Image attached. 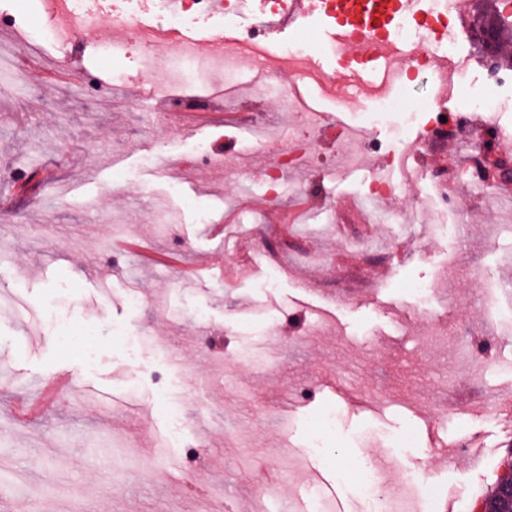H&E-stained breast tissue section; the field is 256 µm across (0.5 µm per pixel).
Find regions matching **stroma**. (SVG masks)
<instances>
[{"instance_id":"stroma-1","label":"stroma","mask_w":512,"mask_h":512,"mask_svg":"<svg viewBox=\"0 0 512 512\" xmlns=\"http://www.w3.org/2000/svg\"><path fill=\"white\" fill-rule=\"evenodd\" d=\"M95 0L101 24L70 43L46 39L37 0H0V512L17 501L36 512H207L222 499L225 512H293V495L323 476L358 506V464L393 455L384 471L391 489L428 478L439 497L484 499L494 486L512 439L493 402L512 388V334L491 338L490 318L512 315V213L491 212L489 196L502 179H483L497 158L477 125H495L512 139V87L496 88L489 58L494 44L478 19L496 16L502 0H469L458 47L469 73L467 90L430 96L427 70L406 81L421 117L409 131L419 162L389 164V126L374 127V149L350 163L325 136L268 180L280 154L298 147L299 119L287 109L295 69H279L266 89L243 84L253 66L244 59L232 75L242 89L231 107L201 104L161 119L162 94L202 96L196 83H166L146 73L138 54L103 57L112 39V6ZM311 59L339 72L350 66L311 24L274 25L282 45L295 36ZM66 70V83L47 87L39 74ZM498 89L501 112L472 114L474 127L455 149L439 139L470 114L468 96ZM379 87L348 100L327 87L316 95L315 117L335 128L374 111ZM438 127L423 130L432 114ZM265 120L269 138L254 142L251 125ZM226 156L216 169L196 156L199 143ZM163 159L147 165L157 149ZM452 173H444V166ZM390 192L371 196L375 178ZM210 200L209 214L193 197ZM307 204L296 226L277 213ZM239 211L224 237L212 225ZM429 199L427 216L415 201ZM396 214L367 239L359 214ZM468 227L459 242L455 224ZM141 238L146 249L172 250L197 269L190 280L164 267L141 266L117 241ZM242 265L245 277L230 276ZM276 287H263L269 268ZM498 291L484 302L479 276ZM416 281L433 289L432 318L408 295ZM138 293V308L126 296ZM206 321H192L196 310ZM276 317L270 335L251 324ZM487 346L472 359L456 344ZM69 373L76 387L52 411L17 426L23 391ZM184 403L186 426L171 440L168 407ZM292 426L281 431L277 412ZM324 432L334 456L287 466L286 448L303 451ZM467 444L483 449L474 466L455 468L434 448Z\"/></svg>"}]
</instances>
